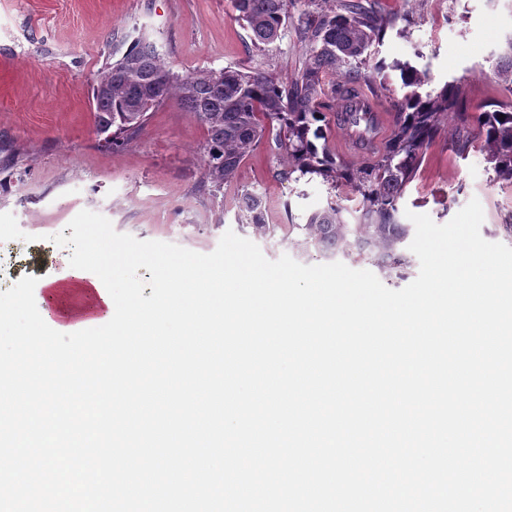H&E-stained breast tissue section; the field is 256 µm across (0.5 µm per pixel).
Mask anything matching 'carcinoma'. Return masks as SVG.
<instances>
[{"instance_id":"carcinoma-1","label":"carcinoma","mask_w":512,"mask_h":512,"mask_svg":"<svg viewBox=\"0 0 512 512\" xmlns=\"http://www.w3.org/2000/svg\"><path fill=\"white\" fill-rule=\"evenodd\" d=\"M296 0H231L236 19L249 32L256 48L268 52L293 28L305 60L292 75L262 68L229 65L173 71L162 47L141 31L127 49L112 46L118 58L105 65L92 87L94 125L108 146H122L139 131L151 113L174 102L194 113L204 125V177L213 191L232 181L243 160L265 135L273 137L286 159L284 180L293 173H315L331 183L341 178L363 197L357 223L342 218L336 199L296 224L309 247L319 256L342 253L368 259L381 270L396 273L412 265L403 251L409 234L398 224L397 203L411 181L423 148L437 133L442 116L454 112L463 125L475 124L495 162L497 175L512 180V110L464 112L465 93L456 82L428 90V74L406 61L395 66L401 96L393 101L397 129L376 157L354 168L336 161L316 140L312 128L324 106L344 113V122L372 129V118L357 101L362 84L374 96L392 92L390 77L380 81L363 76L368 50L382 41L396 19L382 15L363 0H306L314 9L299 17L291 13ZM333 75L331 104L323 100L325 77ZM238 222L257 236L269 232L262 213V195L247 191L240 198Z\"/></svg>"}]
</instances>
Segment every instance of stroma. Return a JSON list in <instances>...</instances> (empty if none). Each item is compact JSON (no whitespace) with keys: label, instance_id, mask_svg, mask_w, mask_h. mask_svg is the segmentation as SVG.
I'll list each match as a JSON object with an SVG mask.
<instances>
[{"label":"stroma","instance_id":"obj_1","mask_svg":"<svg viewBox=\"0 0 512 512\" xmlns=\"http://www.w3.org/2000/svg\"><path fill=\"white\" fill-rule=\"evenodd\" d=\"M393 17L376 60L409 61L428 71L432 88L455 81L464 109L475 115L512 106V78L501 73L512 54V0H374ZM145 31L174 71L258 65L293 73L303 59L295 35L258 52L235 18L230 0H0V213L12 214L24 236L0 241V287L44 278L64 264L53 235L83 210L107 217L117 232L143 241L179 236L186 249L208 254L238 230L244 192L263 196L266 224L276 236L259 240L271 261L313 259L294 227L336 196L353 221L362 197L344 181L328 186L315 174L282 180L271 139L257 143L220 193L203 171L207 133L193 113L168 106L120 148L94 132L91 86L113 39ZM320 126L331 154L352 165L365 155L341 113L325 111ZM484 213L482 237L512 246V181L499 178L477 126L446 115L423 150L395 215L450 221L471 199Z\"/></svg>","mask_w":512,"mask_h":512}]
</instances>
